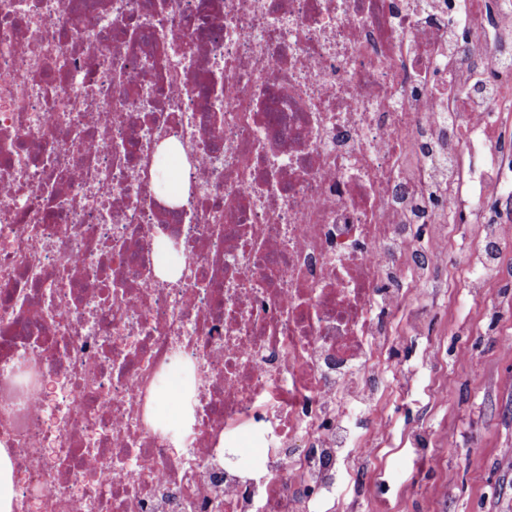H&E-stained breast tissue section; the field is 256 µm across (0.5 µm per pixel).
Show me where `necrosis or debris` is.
<instances>
[{"label":"necrosis or debris","instance_id":"necrosis-or-debris-1","mask_svg":"<svg viewBox=\"0 0 512 512\" xmlns=\"http://www.w3.org/2000/svg\"><path fill=\"white\" fill-rule=\"evenodd\" d=\"M512 0H0V441L18 512H313L392 329L512 250ZM194 157L178 208L144 168ZM180 244L161 284L159 242ZM188 373L185 451L150 419ZM259 449L244 455L242 438ZM181 259L169 252L164 244L159 249V262L157 272L160 281L169 285H175L181 276Z\"/></svg>","mask_w":512,"mask_h":512}]
</instances>
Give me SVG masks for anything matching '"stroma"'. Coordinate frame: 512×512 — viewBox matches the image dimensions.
<instances>
[{"mask_svg":"<svg viewBox=\"0 0 512 512\" xmlns=\"http://www.w3.org/2000/svg\"><path fill=\"white\" fill-rule=\"evenodd\" d=\"M472 225H456L448 248V296L430 300L420 337L399 335L391 365L418 364L437 345L438 373H422L408 392L380 403L389 437L372 463L345 471L334 502L319 512H512V278L478 304L465 298L461 244Z\"/></svg>","mask_w":512,"mask_h":512,"instance_id":"1","label":"stroma"}]
</instances>
